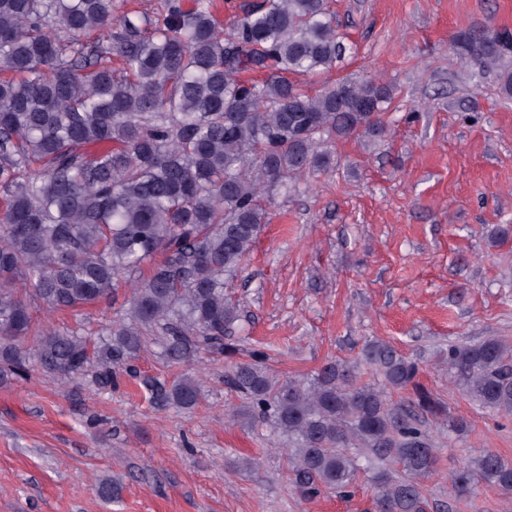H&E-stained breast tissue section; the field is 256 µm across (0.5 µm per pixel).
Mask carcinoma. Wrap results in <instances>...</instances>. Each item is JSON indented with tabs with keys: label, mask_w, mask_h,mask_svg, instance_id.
I'll return each instance as SVG.
<instances>
[{
	"label": "carcinoma",
	"mask_w": 512,
	"mask_h": 512,
	"mask_svg": "<svg viewBox=\"0 0 512 512\" xmlns=\"http://www.w3.org/2000/svg\"><path fill=\"white\" fill-rule=\"evenodd\" d=\"M452 47L512 97L511 32L463 30ZM344 53L329 0H263L227 23L212 0H166L154 20L117 15L114 0H0V364L22 375L33 356L62 383L92 367L108 386L150 338L171 364L234 356L225 339L240 314L224 278L252 251L271 192L329 167L330 141L384 132L389 86L344 78L310 93L296 81ZM146 265L107 338L47 329L26 348L31 304L94 305ZM443 359L474 404L512 416L511 342L454 343ZM266 360L253 351L230 366L225 384L243 404L229 416L288 439L300 496L350 497L365 473L376 512H433L426 418L443 406L416 361L381 341L305 379H281ZM200 398L189 376L154 391L187 409ZM450 481L512 496V462L484 450Z\"/></svg>",
	"instance_id": "carcinoma-1"
}]
</instances>
